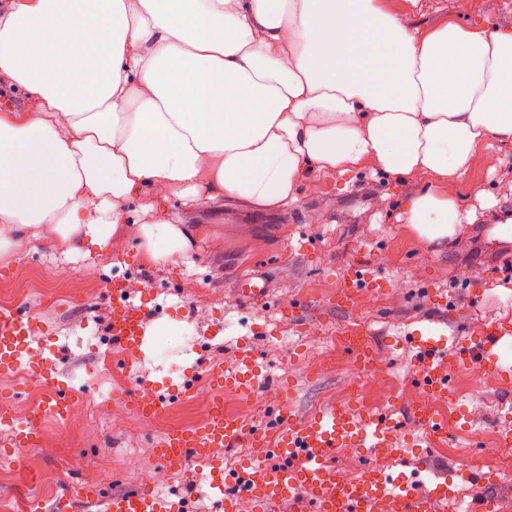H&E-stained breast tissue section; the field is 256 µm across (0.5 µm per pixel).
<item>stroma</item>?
I'll use <instances>...</instances> for the list:
<instances>
[{
	"label": "stroma",
	"mask_w": 512,
	"mask_h": 512,
	"mask_svg": "<svg viewBox=\"0 0 512 512\" xmlns=\"http://www.w3.org/2000/svg\"><path fill=\"white\" fill-rule=\"evenodd\" d=\"M397 2L402 21L412 28L435 27L455 11V0H419L416 8L409 0ZM459 186L462 210H474L476 219L444 249L420 242L408 229L400 201L413 184L364 171L331 180L308 177L295 202L271 212L230 198L211 210L193 211L171 199L158 217L177 216L209 230L197 240L189 265L148 262L135 227L141 215L134 211L111 253L66 256L50 240L31 239L0 260V284L13 288L12 305L41 323L43 355L61 388L77 390L90 402H100L105 393L122 402L123 391L138 389L144 378L197 379L199 366L230 365L241 344L250 343L269 374L265 393L274 397L288 388V404L273 401L260 420L253 402L233 392H225L224 403L246 425L261 423L270 430L277 428L280 412L304 419L335 404L358 369L347 352L340 361L329 360L327 338L357 322L361 301H368L367 334L388 379L376 406L391 410L398 445L410 451L409 467L429 483L450 481L463 504L491 497L512 508V475L490 474L477 482L463 472L474 440L512 430V420L501 415L502 406L512 402V382L492 375L475 393L454 380L444 409L448 431L431 444L410 414L419 392L415 337L444 336L463 351L486 323L512 318V242L490 236L496 210L512 208V146L480 147ZM479 189L484 199L476 198ZM317 212L323 222L314 221ZM356 264L368 265L381 284L353 292L352 304L343 308L337 297ZM90 265L98 275L87 281L80 273ZM253 275L267 280L270 300L247 307L240 292ZM115 279L130 286L133 301L147 303L152 320H183L191 332L186 343L144 355L138 379L103 366L114 349L107 289ZM308 358L322 359V370L304 368ZM40 431L48 443L64 444L67 454H90L94 462L62 467L33 450L15 455L13 432L0 425V512L18 499L50 507L70 483L101 482L110 492L135 489L138 477L120 471L118 450H139L150 469L165 435L157 429L139 437L118 421H92L80 411L47 421Z\"/></svg>",
	"instance_id": "stroma-1"
}]
</instances>
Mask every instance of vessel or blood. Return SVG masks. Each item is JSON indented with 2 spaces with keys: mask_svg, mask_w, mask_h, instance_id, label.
<instances>
[{
  "mask_svg": "<svg viewBox=\"0 0 512 512\" xmlns=\"http://www.w3.org/2000/svg\"><path fill=\"white\" fill-rule=\"evenodd\" d=\"M149 315L146 306L131 303L127 289L114 286L110 335L126 354L125 373L134 377L140 374L138 364L148 341ZM39 330V323L18 309L0 311V374L18 372L25 365L38 366L41 352L34 348L33 339ZM509 336L511 325L500 321L486 324L472 346L459 353L457 364L464 368L477 363L511 381L512 366L498 362L499 344ZM418 347V383L433 402L447 403L453 387L446 337L419 342ZM208 374L215 386L209 420L169 429L155 457L161 467L175 473L183 472L189 463L199 464V489L220 512H238V500L243 496L250 499L252 512H273L278 504L301 497L308 512H435L436 502L447 500V484L430 486L417 472L396 477L370 464L355 480H338L331 460L341 448H377L384 454L395 453L399 461L408 460V449L393 446L394 428L386 413L330 405L306 419L283 422L273 441L266 429L245 426L241 418L225 413L223 407L225 391L250 397L267 384L268 376L252 352L241 351L233 366H212ZM192 391V383L186 381L161 387L146 382L140 389L127 392L126 399L141 417L156 419ZM73 401L68 391L56 386L29 408L23 422L14 423L12 417L4 415L0 423L16 424L15 447L34 448L39 444V425L50 418H65ZM411 414L429 436L447 429L446 420L431 406H414ZM241 446L265 449L267 456L229 471L215 465V449ZM186 505V498L175 499L149 488L112 494L105 501L104 512H183Z\"/></svg>",
  "mask_w": 512,
  "mask_h": 512,
  "instance_id": "obj_1",
  "label": "vessel or blood"
}]
</instances>
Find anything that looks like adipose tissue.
<instances>
[{"instance_id":"obj_1","label":"adipose tissue","mask_w":512,"mask_h":512,"mask_svg":"<svg viewBox=\"0 0 512 512\" xmlns=\"http://www.w3.org/2000/svg\"><path fill=\"white\" fill-rule=\"evenodd\" d=\"M0 88V252L104 254L136 199L276 208L364 169L417 183L407 224L442 246L476 218L477 150L512 145V27L420 30L385 0H0ZM200 234L139 226L153 262Z\"/></svg>"}]
</instances>
